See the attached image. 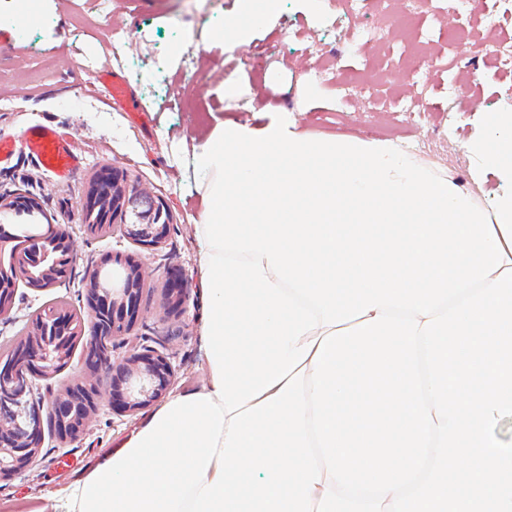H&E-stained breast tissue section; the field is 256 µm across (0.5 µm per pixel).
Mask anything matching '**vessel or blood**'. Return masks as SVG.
Here are the masks:
<instances>
[{
    "instance_id": "b4317fda",
    "label": "vessel or blood",
    "mask_w": 512,
    "mask_h": 512,
    "mask_svg": "<svg viewBox=\"0 0 512 512\" xmlns=\"http://www.w3.org/2000/svg\"><path fill=\"white\" fill-rule=\"evenodd\" d=\"M105 81L113 102L123 104L131 99L134 89L124 76L110 74ZM20 153L30 156L46 173L61 180L73 178L84 163L68 134L48 124L31 125L17 136L0 135V164L11 162Z\"/></svg>"
}]
</instances>
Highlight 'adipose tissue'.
Masks as SVG:
<instances>
[{"label":"adipose tissue","mask_w":512,"mask_h":512,"mask_svg":"<svg viewBox=\"0 0 512 512\" xmlns=\"http://www.w3.org/2000/svg\"><path fill=\"white\" fill-rule=\"evenodd\" d=\"M281 2L237 0L216 39ZM478 124L464 185L283 107L216 126L193 153L206 383L61 512H512V110Z\"/></svg>","instance_id":"obj_1"}]
</instances>
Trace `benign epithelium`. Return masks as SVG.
Instances as JSON below:
<instances>
[{"label":"benign epithelium","mask_w":512,"mask_h":512,"mask_svg":"<svg viewBox=\"0 0 512 512\" xmlns=\"http://www.w3.org/2000/svg\"><path fill=\"white\" fill-rule=\"evenodd\" d=\"M111 192L125 201L124 212L136 218V223L124 225L125 233L147 247H153L165 236L172 216L164 224L142 223L141 201L147 199L152 208L164 212L165 202L152 197L146 190L130 183L127 175L115 166L102 168L89 180L84 202L91 205ZM0 212L32 216L37 207L20 198L15 204L0 202ZM9 250L8 263L0 261V321L9 319L13 308L14 286L17 280L40 281L52 285L58 281L61 262L72 266L77 260L74 243L63 225L45 230L42 224H0V252ZM140 275V264L125 266L117 272L105 266H90L84 273L86 302L89 311L90 336L86 352L94 355L101 348H110V341L121 335L137 320L139 296L132 292L129 281ZM59 309L43 310L32 323L25 340L28 356L20 364L0 359V396L6 404L0 408V478L13 477L24 471L36 454L42 436L43 405H48L59 437L73 439L84 433L91 416L103 406H119L132 410L163 396L175 371L167 358L152 350H132L123 360L112 363V377L106 382L94 378L95 368H87L86 377L73 384L65 393H50L47 402L33 406L14 396L19 380L26 381L24 390L32 391V379L49 376L60 369L61 359L51 347L61 341H76L84 335V324L74 319H61Z\"/></svg>","instance_id":"7a95c632"}]
</instances>
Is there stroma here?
<instances>
[{
	"mask_svg": "<svg viewBox=\"0 0 512 512\" xmlns=\"http://www.w3.org/2000/svg\"><path fill=\"white\" fill-rule=\"evenodd\" d=\"M236 0H36L37 25L20 27L22 0H0V134L16 135L36 123L67 130L85 158L69 181L45 174L25 154L0 165V198L35 199L50 223L67 225L78 250L69 279L48 288L15 283L10 318L0 322V353L23 336L34 316L68 304L85 310L86 266L106 255L134 257L148 275L141 289V315L130 334L116 337L112 356L122 359L131 348L168 357L175 377L170 393L201 388L205 350L201 338V299L197 226L203 202L191 168V153L219 123H269L272 107L294 111L300 131L393 143L422 161L450 169L467 180L469 160L462 145L475 130L478 111H493L512 96V73L496 60L499 47L512 45V0H476L462 23L486 51L449 56L455 32L433 24L419 12L415 25L428 31L435 58L423 80L429 109L402 112L396 119L373 103H345L331 88L319 60L332 57L353 76L364 67L369 48H351L340 29L371 24L378 16L374 0L358 13L342 0H325L321 14L301 0H283L280 13L246 45H203L204 32L220 28ZM124 35L121 56L112 45ZM109 69L127 77L135 90L138 112L109 101L105 89L90 78ZM480 74L463 108L448 111V82L457 74ZM240 95L225 97L224 82ZM116 166L128 179L163 198L173 222L154 249L140 246L114 227L90 234L79 219L90 177ZM180 269L187 288V312L164 318L167 271ZM157 402L129 412L101 407L89 430L63 441L51 420H44L40 448L22 473L0 480V512H48L66 488L85 476L119 442L141 425Z\"/></svg>",
	"mask_w": 512,
	"mask_h": 512,
	"instance_id": "35a3bbf8",
	"label": "stroma"
}]
</instances>
